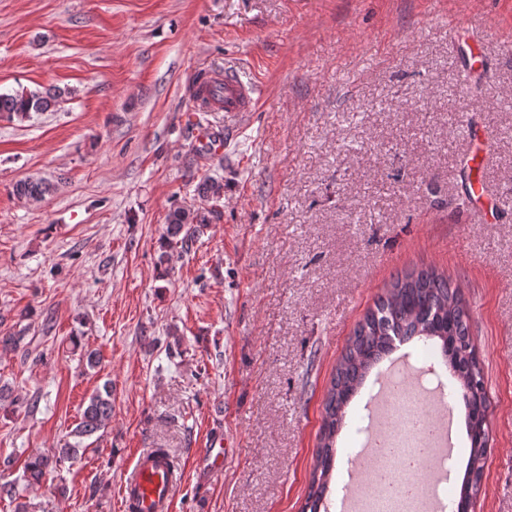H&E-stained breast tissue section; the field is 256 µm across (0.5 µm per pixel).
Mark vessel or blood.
Wrapping results in <instances>:
<instances>
[{"mask_svg":"<svg viewBox=\"0 0 512 512\" xmlns=\"http://www.w3.org/2000/svg\"><path fill=\"white\" fill-rule=\"evenodd\" d=\"M224 84L221 110L248 112L256 105V86L241 80L234 74L221 75ZM229 451L220 436L212 437L200 459L204 468L212 472L222 471ZM183 473L175 468L169 455L149 451L136 455L128 476L121 487V498L125 512H169L175 491Z\"/></svg>","mask_w":512,"mask_h":512,"instance_id":"1","label":"vessel or blood"}]
</instances>
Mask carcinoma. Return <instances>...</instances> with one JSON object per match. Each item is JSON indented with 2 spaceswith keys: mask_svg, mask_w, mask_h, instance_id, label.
<instances>
[{
  "mask_svg": "<svg viewBox=\"0 0 512 512\" xmlns=\"http://www.w3.org/2000/svg\"><path fill=\"white\" fill-rule=\"evenodd\" d=\"M62 94L44 97L37 92L0 94V113L20 119L33 112H46L60 104ZM14 192L40 199L53 190L45 181L20 180ZM215 210L177 207L167 215L169 243L186 244L201 227L211 222ZM470 314L460 290L436 269L422 268L397 277L357 324L336 366L328 389L320 427V443L311 472L308 493L301 512H328L325 497L334 462L336 434L345 425V408L358 393L369 372L387 357L396 344L413 338L437 340L441 356L462 389L466 409V429L470 442L465 479L459 499L478 488L490 450L487 421L488 396L484 369L470 337ZM112 418V393L109 388L94 394L72 431L77 441L68 448L36 452L29 456L23 478L38 483L48 469L74 462L86 451L84 440L104 430ZM15 503V512H28L29 504L19 501L16 482L0 483V499Z\"/></svg>",
  "mask_w": 512,
  "mask_h": 512,
  "instance_id": "carcinoma-1",
  "label": "carcinoma"
}]
</instances>
